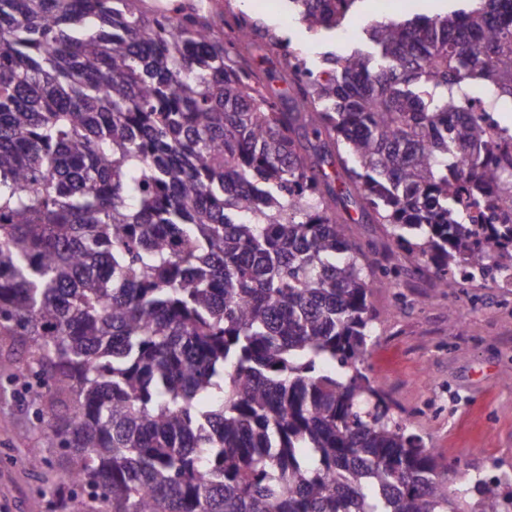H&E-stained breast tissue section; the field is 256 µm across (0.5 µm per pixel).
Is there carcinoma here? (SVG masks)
<instances>
[{"instance_id": "obj_1", "label": "carcinoma", "mask_w": 512, "mask_h": 512, "mask_svg": "<svg viewBox=\"0 0 512 512\" xmlns=\"http://www.w3.org/2000/svg\"><path fill=\"white\" fill-rule=\"evenodd\" d=\"M0 0V367L90 512H512L456 489L362 367L390 284L342 196L444 288L512 282V8L377 21L283 112L193 4ZM311 32L357 0H288ZM494 87L475 110L470 82ZM337 157L333 186L320 154Z\"/></svg>"}]
</instances>
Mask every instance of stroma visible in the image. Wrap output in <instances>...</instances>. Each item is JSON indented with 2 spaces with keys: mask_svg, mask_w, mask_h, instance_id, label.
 <instances>
[{
  "mask_svg": "<svg viewBox=\"0 0 512 512\" xmlns=\"http://www.w3.org/2000/svg\"><path fill=\"white\" fill-rule=\"evenodd\" d=\"M202 14L231 9L290 29V46L321 67L324 54L350 53L364 28L386 18L446 15L457 0H358L341 28L314 33L288 10L286 0H194ZM350 231L369 245L376 265L397 269L389 287L370 297L375 317L363 366L394 411L409 418L447 466L455 486L470 477L512 472V284L474 282L444 288L435 274H415L414 257L395 248L382 225L350 206ZM463 319L448 329V313ZM43 433L21 383L0 373V506L8 512H54L43 495L32 455L43 453Z\"/></svg>",
  "mask_w": 512,
  "mask_h": 512,
  "instance_id": "1",
  "label": "stroma"
}]
</instances>
